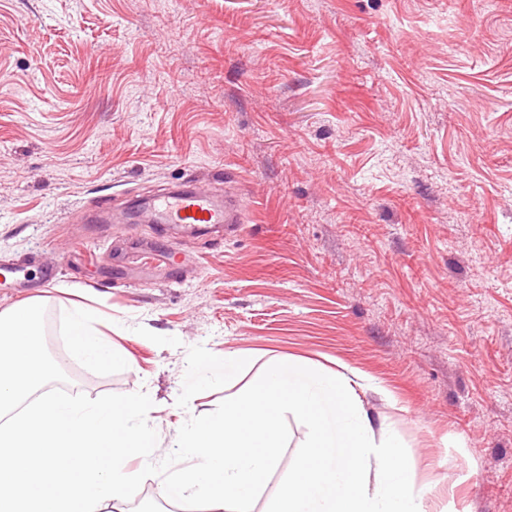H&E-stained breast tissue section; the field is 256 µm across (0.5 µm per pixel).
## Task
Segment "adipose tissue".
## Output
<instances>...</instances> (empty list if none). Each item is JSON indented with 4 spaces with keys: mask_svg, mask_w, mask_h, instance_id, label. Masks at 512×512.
Wrapping results in <instances>:
<instances>
[{
    "mask_svg": "<svg viewBox=\"0 0 512 512\" xmlns=\"http://www.w3.org/2000/svg\"><path fill=\"white\" fill-rule=\"evenodd\" d=\"M69 350L72 355L109 367L126 366L125 357L117 353L102 335L97 317L89 310H74L67 323Z\"/></svg>",
    "mask_w": 512,
    "mask_h": 512,
    "instance_id": "obj_1",
    "label": "adipose tissue"
}]
</instances>
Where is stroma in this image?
I'll return each instance as SVG.
<instances>
[{"label": "stroma", "instance_id": "stroma-1", "mask_svg": "<svg viewBox=\"0 0 512 512\" xmlns=\"http://www.w3.org/2000/svg\"><path fill=\"white\" fill-rule=\"evenodd\" d=\"M1 72L0 266L31 285L0 310L42 298L65 391L146 392L166 447L273 361L350 369L431 512H512V0H0ZM176 183L240 231L91 220ZM79 305L129 366L70 355ZM248 353H239L237 355L224 356V362H214L205 358L197 360L198 369L193 372L185 382L188 391H192L200 385L210 382L218 376L223 377L224 381L236 377L240 368L249 361Z\"/></svg>", "mask_w": 512, "mask_h": 512}]
</instances>
